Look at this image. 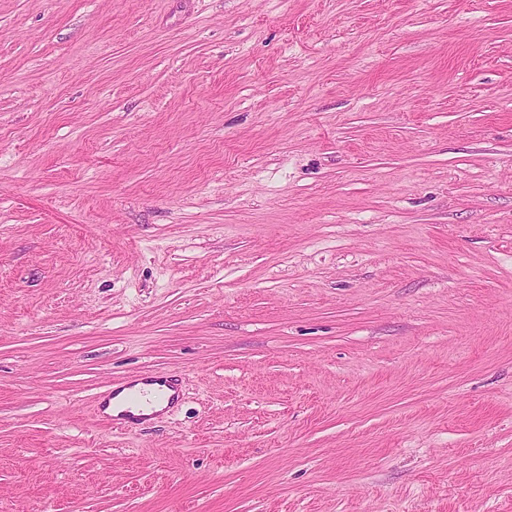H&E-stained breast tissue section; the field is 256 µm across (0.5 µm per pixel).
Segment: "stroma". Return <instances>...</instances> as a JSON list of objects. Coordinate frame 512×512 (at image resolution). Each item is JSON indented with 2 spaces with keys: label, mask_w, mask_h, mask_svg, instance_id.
Segmentation results:
<instances>
[{
  "label": "stroma",
  "mask_w": 512,
  "mask_h": 512,
  "mask_svg": "<svg viewBox=\"0 0 512 512\" xmlns=\"http://www.w3.org/2000/svg\"><path fill=\"white\" fill-rule=\"evenodd\" d=\"M0 512H512V0H0ZM112 397V389H108L102 392V394L98 397L96 401L95 413L100 418L101 421H105L106 423L113 425V427H126L137 422H145L150 420L154 416V414H152L150 415V417H136L127 414L128 411H126L124 414H121L120 416L109 415L108 413H106L105 409L112 400Z\"/></svg>",
  "instance_id": "obj_1"
}]
</instances>
